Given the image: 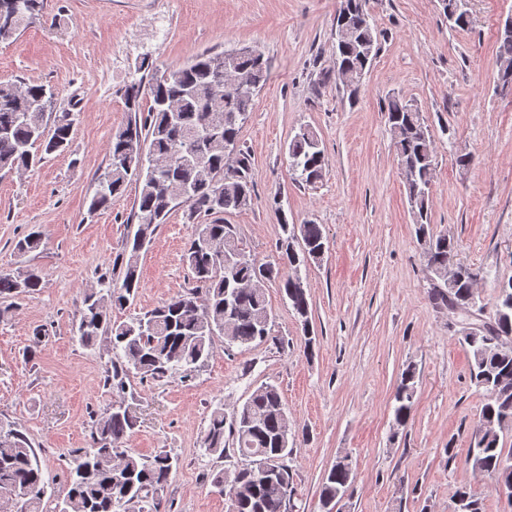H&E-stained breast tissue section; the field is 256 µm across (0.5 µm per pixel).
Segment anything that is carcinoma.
<instances>
[{
  "label": "carcinoma",
  "instance_id": "1",
  "mask_svg": "<svg viewBox=\"0 0 512 512\" xmlns=\"http://www.w3.org/2000/svg\"><path fill=\"white\" fill-rule=\"evenodd\" d=\"M451 27L467 29L471 17L467 0H441ZM367 0H340L336 13V80L348 99H354L360 79L378 52L375 27L366 10ZM44 20L43 0H29L25 14L9 29L0 28L7 42L25 27ZM499 79H512V33L498 37ZM224 53H202L190 62L164 72L154 71L148 82L131 84L125 92L128 111L136 113L112 135L109 164L98 178L90 201L92 212L108 210L121 197L127 183L140 185L135 202L137 223L128 225L122 248L112 256V271L88 289L77 311L79 342L92 346L106 336L112 346V388L123 392L131 371L143 378L189 379L212 354L214 337L230 345L249 347L274 339L265 285L274 283L284 293L302 322L304 351L314 353L315 337L309 323V301L301 278L283 273L318 259L326 246L322 226L312 222L288 224L277 208L284 237L279 262L258 263L240 247L236 227L224 215L251 205L254 178L250 162L238 148V135L252 109L255 92L268 77L262 55L243 56L224 70L216 61ZM44 84L0 81V171L25 172L43 155L63 152L72 140L74 113L34 110L30 103L53 98ZM149 99L147 115L137 116L141 100ZM387 122L392 148L401 166L417 235L425 245L428 269L439 283L430 300L437 306L480 311L470 278L478 274L462 265L459 280L448 286V259L458 245L430 227L429 201L436 156L432 134L422 110L397 97L388 100ZM289 169L306 185L320 182L329 160L316 133L302 127L288 143ZM189 215L205 216L194 225L184 254L195 289L171 297L142 317L112 321V308L123 307L140 288V252L177 205ZM42 243V232L19 239L15 251L24 256ZM43 273L28 267L17 273H0V319L11 314L14 300L37 293ZM496 317L488 330L471 341L463 340L470 358V380L485 396L474 427V439L465 464L492 482L512 484V448L501 444L500 432L512 425V277L499 282ZM416 367L402 372L393 399L396 426L407 424L415 405ZM137 425L136 407L125 399L112 403L95 423L89 447L73 455L67 492L57 512H130L146 504L148 512H162L159 493L177 467L166 452L144 458L124 447ZM242 456H255L269 464L257 475L246 468L216 473L212 484L228 497L229 512H290L283 495L290 483L287 461L297 442L278 388H256L231 415L218 408L201 436V446L220 457L226 445ZM353 481L351 461L342 457L329 470L320 488L323 505L343 498ZM45 494L42 469L30 440L19 430L0 422V512H40ZM459 512H483L481 499L462 487L455 493Z\"/></svg>",
  "mask_w": 512,
  "mask_h": 512
}]
</instances>
